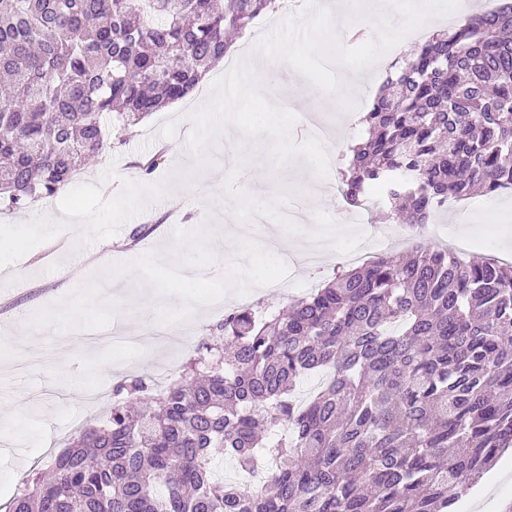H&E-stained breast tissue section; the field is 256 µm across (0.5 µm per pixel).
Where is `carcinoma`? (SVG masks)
I'll return each instance as SVG.
<instances>
[{
    "mask_svg": "<svg viewBox=\"0 0 512 512\" xmlns=\"http://www.w3.org/2000/svg\"><path fill=\"white\" fill-rule=\"evenodd\" d=\"M276 0H0V197L57 196L133 126L185 98ZM351 147L346 200L380 185L410 227L512 189V3L390 64ZM312 374L309 403L293 398ZM110 417L26 479L10 512H450L512 448V263L415 247L343 270L284 311L231 309L163 389L121 383ZM254 488L215 478L218 457Z\"/></svg>",
    "mask_w": 512,
    "mask_h": 512,
    "instance_id": "carcinoma-1",
    "label": "carcinoma"
}]
</instances>
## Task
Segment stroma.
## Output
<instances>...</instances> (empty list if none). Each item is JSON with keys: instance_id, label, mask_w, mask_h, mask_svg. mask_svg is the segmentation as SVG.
<instances>
[{"instance_id": "stroma-1", "label": "stroma", "mask_w": 512, "mask_h": 512, "mask_svg": "<svg viewBox=\"0 0 512 512\" xmlns=\"http://www.w3.org/2000/svg\"><path fill=\"white\" fill-rule=\"evenodd\" d=\"M305 0H288L285 9L256 19L250 32L234 38L228 65L216 68L201 92L168 104L128 129L112 127V148L104 160L88 165L47 205L14 210L0 204V297L16 310L0 321V508L16 492V479L48 467L50 451L65 447L88 419L105 416L112 403L94 407L83 385L96 379L113 389L129 376H154L195 356L199 343L224 311L219 295L243 307L256 301L281 308L312 285L348 266L349 249L375 251L378 234L397 230L378 208L350 206L343 196L315 200L312 175L321 148L295 129L302 115L316 113L333 137L356 144L361 125H347L351 111H367L379 93L384 71L371 73L353 108L344 91L327 93L290 65L275 76L259 69L260 37L297 16ZM248 59L246 77L257 91L249 103L226 115L238 71ZM287 98L286 110L270 112V102ZM165 146L160 165L143 174L140 166L157 146ZM252 175L249 196L233 192L242 170ZM295 199L311 215L305 224L282 221L283 204ZM173 218L136 247L125 242L145 211ZM260 212L264 233L288 243L309 234L322 240L324 258L313 266L291 264L258 246L225 265L222 253L234 250L240 228ZM64 250L50 252L62 231ZM466 237L468 258L512 260V190L500 195L449 199L439 220L424 231L425 244ZM180 240V250L169 247ZM279 287H268L269 278ZM149 305L150 319L164 322L181 310L193 322L177 341L158 344L130 359L109 344L88 349L83 332L121 324L138 336L148 319L128 312ZM457 512H512V454L462 494Z\"/></svg>"}]
</instances>
